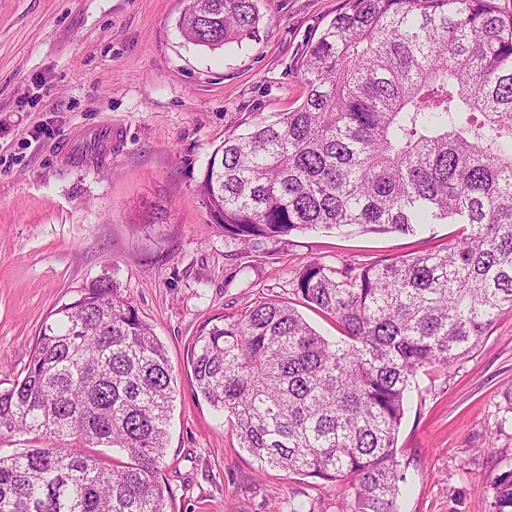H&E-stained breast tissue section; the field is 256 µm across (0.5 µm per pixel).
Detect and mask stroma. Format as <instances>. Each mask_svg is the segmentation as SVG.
Here are the masks:
<instances>
[{"label":"stroma","instance_id":"obj_1","mask_svg":"<svg viewBox=\"0 0 512 512\" xmlns=\"http://www.w3.org/2000/svg\"><path fill=\"white\" fill-rule=\"evenodd\" d=\"M344 4L258 0L257 36L211 50L180 35L181 0H0V389L52 310L91 281H116L177 381L167 512H283L293 497L341 512L335 489L258 470L197 395L192 342L214 317L266 299L294 301L335 338L332 318L295 299L299 270L433 251L462 230L314 229L244 254L202 204L225 137L252 113L302 102V54ZM397 447L402 512H493L492 484L512 470V314L468 358L419 375Z\"/></svg>","mask_w":512,"mask_h":512}]
</instances>
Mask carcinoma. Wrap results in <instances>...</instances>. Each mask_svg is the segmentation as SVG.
Returning <instances> with one entry per match:
<instances>
[{
  "label": "carcinoma",
  "instance_id": "obj_1",
  "mask_svg": "<svg viewBox=\"0 0 512 512\" xmlns=\"http://www.w3.org/2000/svg\"><path fill=\"white\" fill-rule=\"evenodd\" d=\"M259 22L257 0H185L178 29L218 49ZM300 72L303 102L255 113L207 165L199 195L225 236L247 251L317 227L406 234L446 221L461 237L366 265L313 262L295 292L340 337L264 301L203 327L189 365L259 470L348 484L342 512H401L406 394L512 313V13L497 0H347ZM175 383L119 285L81 289L0 390V441H47L0 455V512H166ZM493 490L494 512H512V472Z\"/></svg>",
  "mask_w": 512,
  "mask_h": 512
}]
</instances>
